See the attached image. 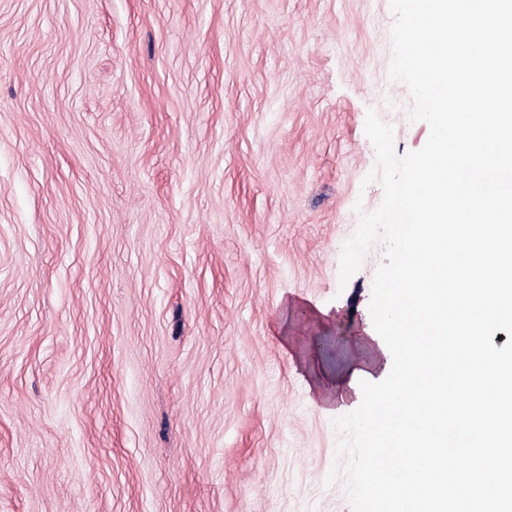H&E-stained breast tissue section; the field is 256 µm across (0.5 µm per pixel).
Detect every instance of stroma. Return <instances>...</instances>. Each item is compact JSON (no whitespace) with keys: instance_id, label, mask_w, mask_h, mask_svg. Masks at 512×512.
<instances>
[{"instance_id":"stroma-1","label":"stroma","mask_w":512,"mask_h":512,"mask_svg":"<svg viewBox=\"0 0 512 512\" xmlns=\"http://www.w3.org/2000/svg\"><path fill=\"white\" fill-rule=\"evenodd\" d=\"M389 0H0V512H351Z\"/></svg>"}]
</instances>
